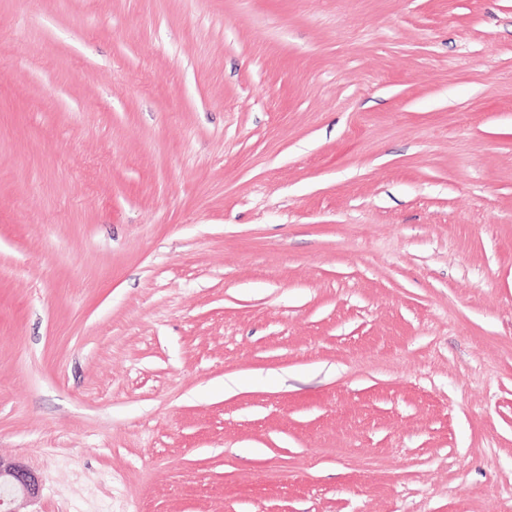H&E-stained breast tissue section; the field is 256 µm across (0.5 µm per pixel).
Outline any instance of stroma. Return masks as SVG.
<instances>
[{"label": "stroma", "instance_id": "obj_1", "mask_svg": "<svg viewBox=\"0 0 512 512\" xmlns=\"http://www.w3.org/2000/svg\"><path fill=\"white\" fill-rule=\"evenodd\" d=\"M21 512H512V0H0Z\"/></svg>", "mask_w": 512, "mask_h": 512}]
</instances>
